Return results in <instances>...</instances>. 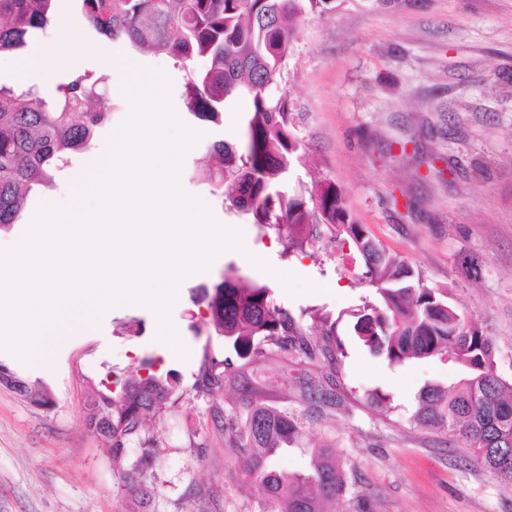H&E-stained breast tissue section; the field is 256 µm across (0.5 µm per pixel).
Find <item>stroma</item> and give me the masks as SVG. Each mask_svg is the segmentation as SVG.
Wrapping results in <instances>:
<instances>
[{"mask_svg":"<svg viewBox=\"0 0 512 512\" xmlns=\"http://www.w3.org/2000/svg\"><path fill=\"white\" fill-rule=\"evenodd\" d=\"M54 17L29 47L65 35L71 60L50 81L29 85L52 97L72 73L101 76L99 91L115 110L92 149L103 147L131 112L105 79L107 65L128 60L164 72L176 115L201 134L183 157L181 189L206 204L219 223L238 225L268 266L318 287L297 295L273 290L274 303L307 327L309 310L335 317L370 294L350 254L323 240L306 253H285L274 231L259 229L248 213L223 204L220 189L196 179L208 146L240 136L243 104L226 109L218 124L193 119L181 97L185 73L174 59L100 37L75 0H56ZM61 19L68 33L58 28ZM283 87L295 130L315 159L314 169L298 168L297 176L334 182L356 222L422 271L427 285L446 290L465 322L492 340L497 370L511 381L512 0H336L332 14L302 21ZM84 162L75 156L51 187L30 193L27 209L72 205V177ZM231 269L268 281L264 270L243 264L234 250L214 258L208 275L185 278L170 321L187 358L160 348L155 313L136 305L108 309L91 332L56 345L48 374H35L0 351L1 363L43 384L52 400L37 407L0 387V512H132L110 442L87 430L84 415L94 381L108 370L127 377L146 357L161 370H177L180 385L126 444L128 463L145 443L162 449L143 512H248L249 497L237 482L241 457L211 427L216 399L193 387L203 353L223 358L224 340L198 333L209 315L192 295ZM133 319L142 323L140 334L124 329ZM344 345L338 376L352 407L330 430L349 488L335 512H512V483L478 465L466 441H448L409 420L421 387L458 380L453 364L423 359L391 366L352 337ZM374 390L389 399L384 414L361 404Z\"/></svg>","mask_w":512,"mask_h":512,"instance_id":"35a3bbf8","label":"stroma"}]
</instances>
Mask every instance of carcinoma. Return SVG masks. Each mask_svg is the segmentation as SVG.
I'll return each mask as SVG.
<instances>
[{
	"label": "carcinoma",
	"mask_w": 512,
	"mask_h": 512,
	"mask_svg": "<svg viewBox=\"0 0 512 512\" xmlns=\"http://www.w3.org/2000/svg\"><path fill=\"white\" fill-rule=\"evenodd\" d=\"M54 0H0V55L19 53L52 20ZM88 26L99 35L136 49L170 56L186 73L187 112L218 121L225 108L245 96L250 105L240 145L212 144L214 163L197 178L222 189L223 202L252 215L253 223L277 231L290 253L311 241L351 246L360 260V280L376 300H363L347 313L348 331L390 365L438 357L459 367L461 378L431 383L416 396L414 424L470 442L476 460L499 479L512 482V382L497 371L491 341L465 324L448 304V293L425 284L421 272L390 252L356 223L345 197L326 180L292 182L306 147L294 132L288 94L281 89L301 17L332 10L335 0H77ZM205 58L208 67L191 63ZM103 77L83 72L58 87L46 101L31 89L0 87V228L16 223L29 193L52 184L55 172L73 154L89 148L97 130L112 119V102L97 92ZM210 310L209 328L224 333V359L203 356L194 389L210 395L234 386L238 395L228 413L214 406L213 422L224 442L241 454L240 484L262 496L252 512H325L345 496L348 477L336 446L304 445L305 421L327 424L349 396L336 380L345 356L337 327L341 318L308 312L317 333L307 332L276 305L271 288L243 277L223 278L213 291L193 296ZM326 370L310 376L302 364ZM273 375L293 372L288 405L280 406L257 380L258 365ZM146 375L122 379L107 371L86 404L85 424L112 438V458L122 460L126 442L150 415L166 408L177 393L178 373H157L143 361ZM0 376L20 380L17 394L40 405L48 394L30 386L7 365ZM291 449L310 457L307 471L288 474L275 459ZM136 465L124 484L138 508Z\"/></svg>",
	"instance_id": "cac0c4a2"
}]
</instances>
